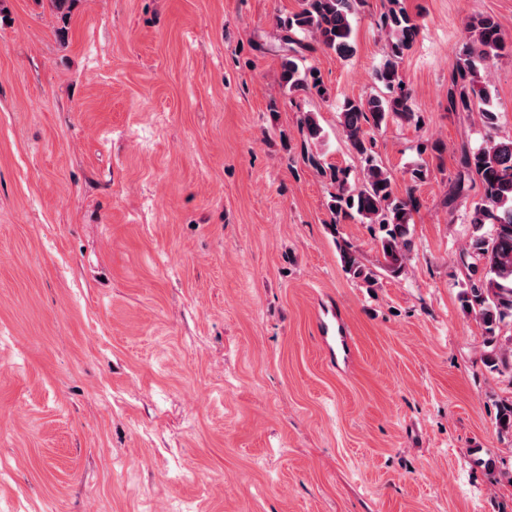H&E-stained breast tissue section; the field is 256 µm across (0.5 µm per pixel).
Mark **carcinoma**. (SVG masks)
<instances>
[{
  "instance_id": "carcinoma-1",
  "label": "carcinoma",
  "mask_w": 512,
  "mask_h": 512,
  "mask_svg": "<svg viewBox=\"0 0 512 512\" xmlns=\"http://www.w3.org/2000/svg\"><path fill=\"white\" fill-rule=\"evenodd\" d=\"M359 0H300L299 10L279 20L281 41L287 46L282 61L281 81L290 92L320 89V80L311 67L305 66L307 54L321 49L340 57L354 53L351 18ZM392 8L381 18L380 26L391 33L387 59L375 70L374 80L389 95H371L347 99L339 113L346 138L364 159L362 184L348 186L345 171H334L336 192L330 210L340 219L356 212L365 224L379 226L378 243L383 269L393 277L405 272L411 250V225L417 208L414 189L403 197L394 193L391 175L375 162L370 128H380L390 121L410 122L415 119L413 100L399 69L404 51L411 48L419 29L399 0H391ZM468 40L457 61L448 88V110L478 112L487 140L475 148H465L460 158L461 171L456 175L452 197L465 190V177L473 174L483 186V197L471 209V238L464 254L471 268L460 293L462 308L473 314L480 324L490 350L485 363L493 370L512 369L498 330L505 319H512V138L494 135L497 113L490 108L488 93L482 87L481 72L487 63L505 50L501 24L492 15L471 18L466 25ZM302 132L308 141L322 138V128L311 113L301 119ZM344 270L370 285L373 271L362 263L358 250L346 243L339 246Z\"/></svg>"
}]
</instances>
